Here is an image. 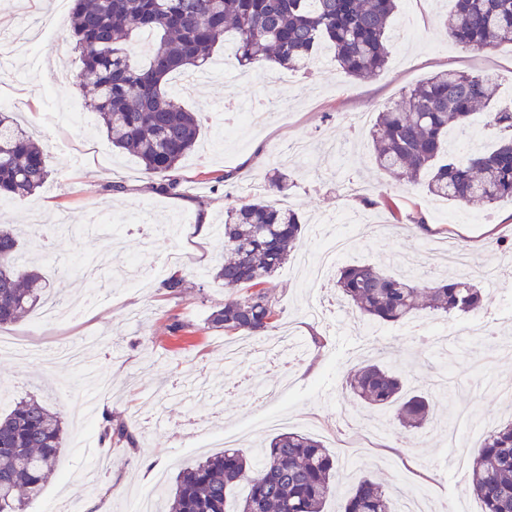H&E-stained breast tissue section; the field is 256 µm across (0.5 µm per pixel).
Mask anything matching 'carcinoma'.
<instances>
[{"mask_svg":"<svg viewBox=\"0 0 512 512\" xmlns=\"http://www.w3.org/2000/svg\"><path fill=\"white\" fill-rule=\"evenodd\" d=\"M398 0H72L70 36L82 68L75 83L86 92L112 145L135 156L156 190L178 188L173 177L200 137L197 113L176 104L169 79L204 69L215 49L229 44L247 69L274 63L307 67L329 44L338 68L367 80L384 68L387 30ZM159 40L143 60L130 48L133 34ZM448 37L472 49L512 44V0H454ZM491 79L448 70L408 90L378 113L372 128L375 164L398 181L425 180L427 191L463 205L512 201V107L496 109L503 138L490 151L457 157L448 132L469 134L471 117L495 102ZM50 177L44 150L11 112L0 111V196L34 194ZM367 208L389 207L384 189L360 197ZM304 233L293 210L258 197L227 211L224 262L214 278L229 295L207 318V328L265 340L277 328L271 284ZM20 237L0 228V327L45 300L47 281L30 268ZM336 291L370 331L383 324L433 315H478L483 289L476 276L438 280L391 275L370 264L342 267ZM406 372L367 359L350 372L346 389L369 410L417 434L433 421L434 402L404 388ZM107 440L136 444L125 421L104 419ZM64 445L61 418L30 396L0 417V512H24L43 492ZM339 463L318 440L298 432L273 436L258 457L239 448L208 455L184 469L168 496L169 512H324L336 495ZM464 484L482 512H512V422L494 428L465 473ZM340 512H398L389 488L362 477Z\"/></svg>","mask_w":512,"mask_h":512,"instance_id":"obj_1","label":"carcinoma"}]
</instances>
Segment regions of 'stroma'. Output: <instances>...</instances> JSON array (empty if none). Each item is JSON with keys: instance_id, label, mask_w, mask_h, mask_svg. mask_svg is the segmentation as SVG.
<instances>
[{"instance_id": "35a3bbf8", "label": "stroma", "mask_w": 512, "mask_h": 512, "mask_svg": "<svg viewBox=\"0 0 512 512\" xmlns=\"http://www.w3.org/2000/svg\"><path fill=\"white\" fill-rule=\"evenodd\" d=\"M453 0H398L388 30L389 60L375 78L358 82L342 74L329 48H321L309 68L288 70L268 64L241 70L225 63L205 81L172 79L178 103L195 110L201 137L180 164L181 185L172 194L155 190L154 176L139 161L112 146L101 128L85 134L56 123L52 114L64 102H80L72 81L82 63L73 50L67 12L50 0H0V32L22 18L53 15L58 42L39 56L0 46V91L16 102L35 141L48 155L51 176L27 199H10L0 221L28 226L40 215L47 226L37 256L51 294L77 302L65 322L40 326L35 314L0 328V335L28 343L32 354L0 360V389L14 401L34 395L61 417L66 441L56 472L42 495L25 512H80L85 501L106 508L162 505L179 472L211 453V435L232 430L239 447L255 455L266 437L252 424L268 415L288 421L291 431L320 441L341 460L336 496L325 512H337L366 475L398 494L425 492L449 512H482L469 495L454 461L469 463L482 434L507 422L512 407L498 396L497 383L512 380V354L498 352L512 340V270L493 243L512 235V205L464 206L430 195L422 184L392 183L397 214L364 209L355 191L383 182L374 164L371 128L379 111L431 75L448 69L489 75L498 83V104L512 99V44L472 50L449 39L445 21ZM241 106L273 111L261 128H234ZM301 138L308 154L286 162L292 181L286 196L269 194L273 204H288L308 226L301 243L273 278L279 311L278 334L287 336L298 355L282 373L273 356L208 329L210 312L223 306L227 291L213 269L224 258L220 229L237 198L261 192L274 157L272 146ZM232 180H224L226 172ZM207 213L209 233L198 238L199 213ZM356 213L368 232L356 238L346 264L371 263L391 272L414 267L418 273L454 276L458 267L441 260L448 240H456L490 269L484 280V308L476 316H426L375 331L358 329L351 307L335 288H310L303 258L319 244V216ZM424 217L422 233L412 220ZM121 225L113 236V225ZM181 271L185 290L162 289L165 274ZM181 323L173 331V323ZM324 339L315 346L313 336ZM96 343L84 367L47 369L41 358L58 345L86 338ZM383 357L408 369V386L439 403L435 428L413 436L388 423L373 437L360 403L344 381L364 354ZM100 409L84 419L88 397ZM134 423L135 445L102 441L104 415Z\"/></svg>"}]
</instances>
